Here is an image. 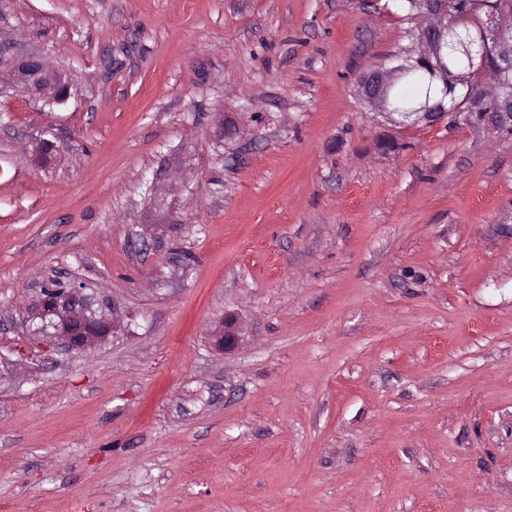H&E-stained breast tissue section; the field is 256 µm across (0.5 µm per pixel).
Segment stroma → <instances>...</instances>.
I'll use <instances>...</instances> for the list:
<instances>
[{
  "label": "stroma",
  "instance_id": "obj_1",
  "mask_svg": "<svg viewBox=\"0 0 512 512\" xmlns=\"http://www.w3.org/2000/svg\"><path fill=\"white\" fill-rule=\"evenodd\" d=\"M410 26L393 0H0V44L70 86L0 76L8 512H512V135L366 108ZM52 279L120 329L42 353ZM5 66L11 67L18 79L28 85L45 105L60 104L69 96V86L53 72H47L34 52H15L11 47L1 45L0 76Z\"/></svg>",
  "mask_w": 512,
  "mask_h": 512
}]
</instances>
